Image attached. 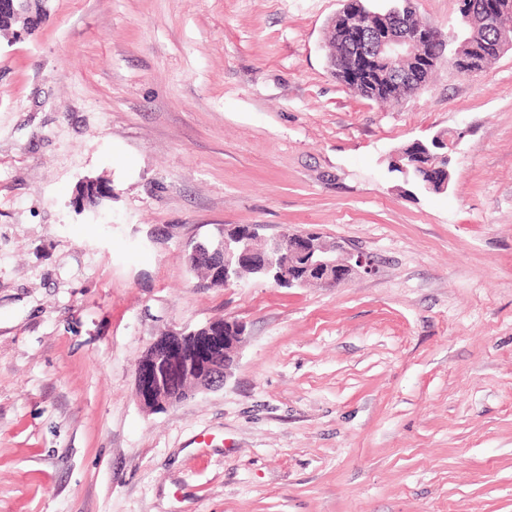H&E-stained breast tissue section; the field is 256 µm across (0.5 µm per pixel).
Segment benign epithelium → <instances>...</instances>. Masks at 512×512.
<instances>
[{
  "instance_id": "benign-epithelium-1",
  "label": "benign epithelium",
  "mask_w": 512,
  "mask_h": 512,
  "mask_svg": "<svg viewBox=\"0 0 512 512\" xmlns=\"http://www.w3.org/2000/svg\"><path fill=\"white\" fill-rule=\"evenodd\" d=\"M412 0L378 15L373 29L363 25L367 13L361 0H343L342 9L330 19L333 32L349 48L341 61L331 60V70H349L360 75L366 89L385 90L406 84L416 91L423 86L424 75L437 60L446 59L451 44L447 34L435 26L412 27L405 13ZM405 58L410 67L402 74L393 69V61ZM461 134L438 133L429 143L415 141L410 151L393 159L391 171L405 182L428 193L448 189L456 147ZM263 225L252 224L246 231L224 226L219 241L209 239L191 244L189 260L216 266L224 285L237 281L235 264L246 263L260 275H272L279 287L292 288L318 284L334 288L355 276L374 271L372 258L346 243L327 242L315 232L286 231L275 236L261 234ZM245 340V326L239 321H224L156 339L148 348L150 356L136 365L135 376L141 405L149 412L165 411L173 406L172 384L190 383V392L220 387L232 373L235 350Z\"/></svg>"
}]
</instances>
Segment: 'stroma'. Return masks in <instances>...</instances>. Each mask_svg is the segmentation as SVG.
I'll list each match as a JSON object with an SVG mask.
<instances>
[{"instance_id":"1","label":"stroma","mask_w":512,"mask_h":512,"mask_svg":"<svg viewBox=\"0 0 512 512\" xmlns=\"http://www.w3.org/2000/svg\"><path fill=\"white\" fill-rule=\"evenodd\" d=\"M342 6L50 0L0 37V512H512V49L374 103L328 68ZM443 131L447 191L389 172ZM225 224L375 270L201 287ZM219 318L226 383L145 411L137 359Z\"/></svg>"}]
</instances>
